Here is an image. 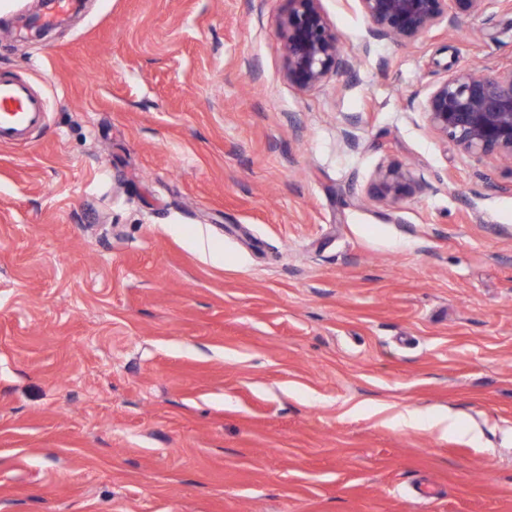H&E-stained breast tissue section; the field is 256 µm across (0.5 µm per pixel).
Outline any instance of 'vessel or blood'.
I'll return each mask as SVG.
<instances>
[{
	"instance_id": "b4317fda",
	"label": "vessel or blood",
	"mask_w": 512,
	"mask_h": 512,
	"mask_svg": "<svg viewBox=\"0 0 512 512\" xmlns=\"http://www.w3.org/2000/svg\"><path fill=\"white\" fill-rule=\"evenodd\" d=\"M45 103L26 82L0 77V144L16 143L42 123Z\"/></svg>"
}]
</instances>
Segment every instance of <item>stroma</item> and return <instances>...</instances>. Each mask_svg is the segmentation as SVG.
Returning a JSON list of instances; mask_svg holds the SVG:
<instances>
[{"mask_svg": "<svg viewBox=\"0 0 512 512\" xmlns=\"http://www.w3.org/2000/svg\"><path fill=\"white\" fill-rule=\"evenodd\" d=\"M321 5L370 52L301 90L286 0H77L35 41L0 0L46 102L0 144V512H512V164L421 110L512 60V10L394 42ZM414 181L410 174L399 167L388 165L381 169L369 188L372 198L397 199L412 191Z\"/></svg>", "mask_w": 512, "mask_h": 512, "instance_id": "obj_1", "label": "stroma"}]
</instances>
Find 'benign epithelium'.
Instances as JSON below:
<instances>
[{"label":"benign epithelium","mask_w":512,"mask_h":512,"mask_svg":"<svg viewBox=\"0 0 512 512\" xmlns=\"http://www.w3.org/2000/svg\"><path fill=\"white\" fill-rule=\"evenodd\" d=\"M379 37L414 42L439 27L448 14L476 16L485 0H358ZM279 36L288 82L299 89L352 70L359 54L337 35L321 0H288ZM422 112L430 129L471 156L496 155L512 161V61L461 67L427 92ZM414 181L399 167L381 169L369 188L378 200L397 199Z\"/></svg>","instance_id":"obj_1"}]
</instances>
